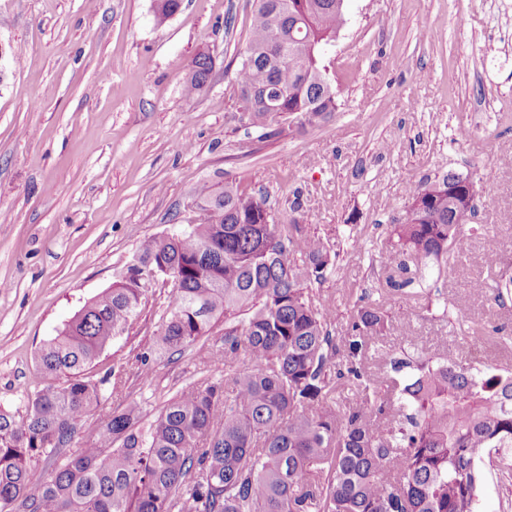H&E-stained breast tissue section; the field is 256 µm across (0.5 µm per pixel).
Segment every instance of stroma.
<instances>
[{"label":"stroma","mask_w":512,"mask_h":512,"mask_svg":"<svg viewBox=\"0 0 512 512\" xmlns=\"http://www.w3.org/2000/svg\"><path fill=\"white\" fill-rule=\"evenodd\" d=\"M253 0H184L157 21L152 0H0V408L25 416L45 379L42 344L125 271L143 238L185 229L194 188L234 180L261 194L278 223L298 222L342 248L322 285L346 334L347 284L391 320L379 348L440 346L465 363L512 368V347L470 336L512 334V306L470 296L493 282L486 255L512 267V0H345L323 63L338 109L267 142L243 127L233 85ZM210 52L208 86L187 95L193 58ZM477 134L462 138L460 127ZM470 177L475 228L440 281L439 299L469 295L456 324L428 295L397 291L370 263L391 244L411 183ZM170 285L149 292L129 330L85 372L105 399L72 445L136 403L153 420L182 386L228 374L203 345L162 355L156 339ZM151 375L141 378L142 368ZM477 512H512V472L482 466Z\"/></svg>","instance_id":"obj_1"}]
</instances>
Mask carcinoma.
I'll return each instance as SVG.
<instances>
[{
  "label": "carcinoma",
  "mask_w": 512,
  "mask_h": 512,
  "mask_svg": "<svg viewBox=\"0 0 512 512\" xmlns=\"http://www.w3.org/2000/svg\"><path fill=\"white\" fill-rule=\"evenodd\" d=\"M182 0H154L162 21ZM344 24V0H256L235 81L246 126L264 141L279 116L312 125L336 111V87L321 51ZM212 71L198 54L184 80L203 91ZM448 173L409 193L396 243L377 260L406 277L396 290L424 291L448 268L472 223L477 192L448 206ZM205 219L144 239L112 287L40 348L47 384L18 419L0 409V512H476L481 465L494 451L512 460V369L477 368L445 348L388 353L402 388L373 378L365 360L389 316L354 301L339 346L336 307L318 285L340 248L301 224L266 223L264 199L225 182L193 192ZM172 274L180 288L158 341L172 352L224 320V382L189 384L141 425L129 404L110 413L89 443L59 461L104 389L84 371L130 327L149 291ZM473 292L512 303V270ZM469 303L443 304L444 320ZM361 396L335 402L338 387ZM48 462L45 476L34 470Z\"/></svg>",
  "instance_id": "cac0c4a2"
}]
</instances>
